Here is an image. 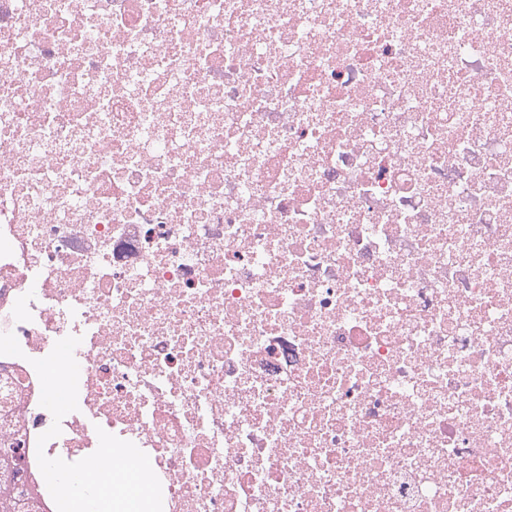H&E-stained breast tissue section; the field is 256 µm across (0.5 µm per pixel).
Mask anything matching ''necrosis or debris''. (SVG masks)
<instances>
[{
	"mask_svg": "<svg viewBox=\"0 0 512 512\" xmlns=\"http://www.w3.org/2000/svg\"><path fill=\"white\" fill-rule=\"evenodd\" d=\"M5 332L43 512L101 429L163 512H512V0H0Z\"/></svg>",
	"mask_w": 512,
	"mask_h": 512,
	"instance_id": "necrosis-or-debris-1",
	"label": "necrosis or debris"
}]
</instances>
